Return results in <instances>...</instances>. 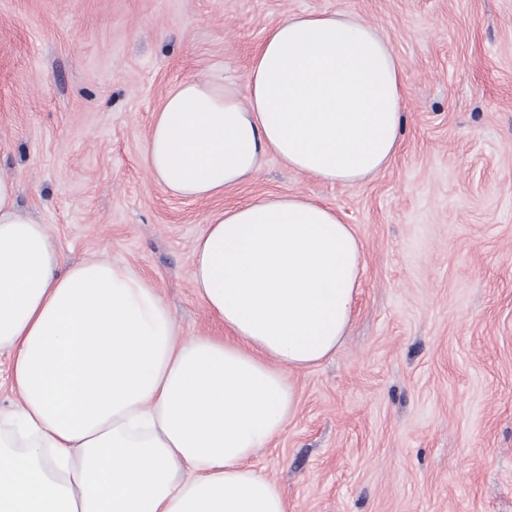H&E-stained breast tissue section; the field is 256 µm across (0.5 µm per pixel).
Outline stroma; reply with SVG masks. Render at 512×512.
<instances>
[{
  "mask_svg": "<svg viewBox=\"0 0 512 512\" xmlns=\"http://www.w3.org/2000/svg\"><path fill=\"white\" fill-rule=\"evenodd\" d=\"M342 11L389 38L400 147L355 186L267 156L223 196L159 185L143 149L165 94L242 87L287 15ZM64 262L108 258L182 337L221 336L191 286L214 211L296 194L364 253L347 335L293 373L298 408L254 458L290 512H512V0H0V177Z\"/></svg>",
  "mask_w": 512,
  "mask_h": 512,
  "instance_id": "obj_1",
  "label": "stroma"
}]
</instances>
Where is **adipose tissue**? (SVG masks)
Segmentation results:
<instances>
[{"instance_id": "adipose-tissue-1", "label": "adipose tissue", "mask_w": 512, "mask_h": 512, "mask_svg": "<svg viewBox=\"0 0 512 512\" xmlns=\"http://www.w3.org/2000/svg\"><path fill=\"white\" fill-rule=\"evenodd\" d=\"M403 71L387 37L341 13L282 19L243 89L177 84L144 158L202 200L274 155L351 186L399 148ZM0 177V351L15 410L0 411V512H288L251 460L297 411L291 371L332 356L361 286L363 248L334 208L272 195L216 212L192 286L225 337L182 339L132 269L67 265Z\"/></svg>"}]
</instances>
